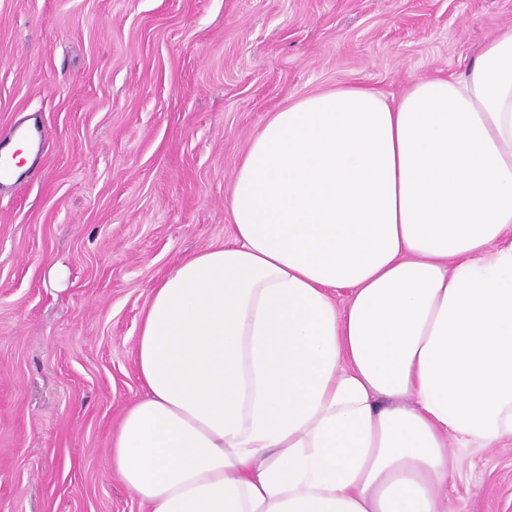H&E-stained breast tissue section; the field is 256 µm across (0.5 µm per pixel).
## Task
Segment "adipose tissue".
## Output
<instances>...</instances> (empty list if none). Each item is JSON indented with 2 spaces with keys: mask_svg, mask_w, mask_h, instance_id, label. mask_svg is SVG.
Listing matches in <instances>:
<instances>
[{
  "mask_svg": "<svg viewBox=\"0 0 512 512\" xmlns=\"http://www.w3.org/2000/svg\"><path fill=\"white\" fill-rule=\"evenodd\" d=\"M226 203L142 313L112 470L144 512H448L457 449L512 441V25L396 100L289 99Z\"/></svg>",
  "mask_w": 512,
  "mask_h": 512,
  "instance_id": "1",
  "label": "adipose tissue"
}]
</instances>
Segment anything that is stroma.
I'll return each mask as SVG.
<instances>
[{"mask_svg":"<svg viewBox=\"0 0 512 512\" xmlns=\"http://www.w3.org/2000/svg\"><path fill=\"white\" fill-rule=\"evenodd\" d=\"M512 0H0V512H140L112 434L151 291L229 243L240 155L288 99L458 73ZM67 276L55 281L53 266ZM448 512H512V443L460 450Z\"/></svg>","mask_w":512,"mask_h":512,"instance_id":"35a3bbf8","label":"stroma"}]
</instances>
